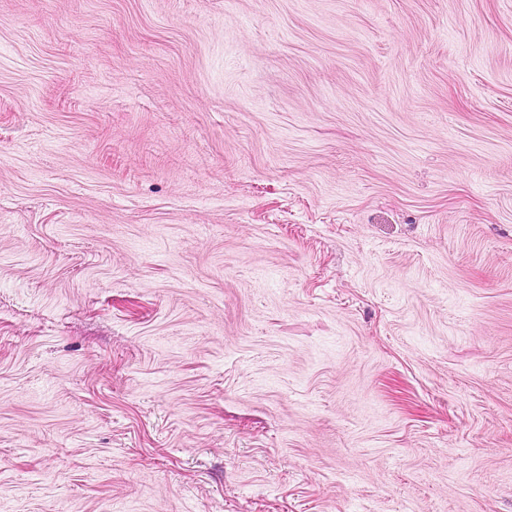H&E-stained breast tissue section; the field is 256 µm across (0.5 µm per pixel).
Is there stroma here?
I'll return each mask as SVG.
<instances>
[{
	"instance_id": "35a3bbf8",
	"label": "stroma",
	"mask_w": 512,
	"mask_h": 512,
	"mask_svg": "<svg viewBox=\"0 0 512 512\" xmlns=\"http://www.w3.org/2000/svg\"><path fill=\"white\" fill-rule=\"evenodd\" d=\"M0 512H512V0H0Z\"/></svg>"
}]
</instances>
